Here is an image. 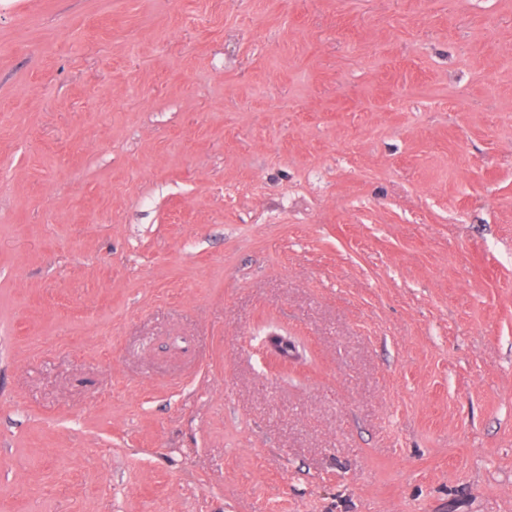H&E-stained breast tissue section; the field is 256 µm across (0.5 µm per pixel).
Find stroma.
I'll use <instances>...</instances> for the list:
<instances>
[{
    "mask_svg": "<svg viewBox=\"0 0 512 512\" xmlns=\"http://www.w3.org/2000/svg\"><path fill=\"white\" fill-rule=\"evenodd\" d=\"M0 512H512V0H0Z\"/></svg>",
    "mask_w": 512,
    "mask_h": 512,
    "instance_id": "1",
    "label": "stroma"
}]
</instances>
